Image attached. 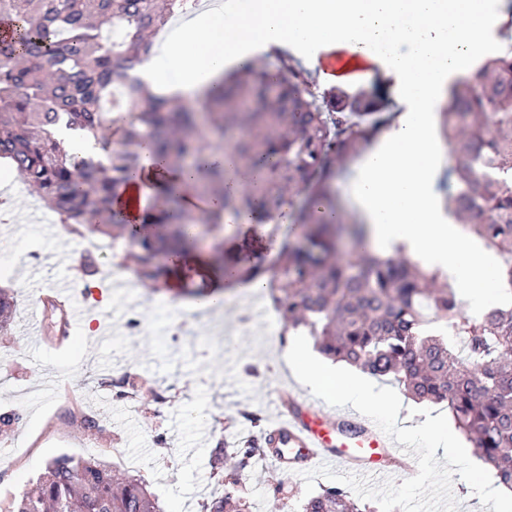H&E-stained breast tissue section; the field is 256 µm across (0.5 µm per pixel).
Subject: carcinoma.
Returning <instances> with one entry per match:
<instances>
[{"label":"carcinoma","mask_w":512,"mask_h":512,"mask_svg":"<svg viewBox=\"0 0 512 512\" xmlns=\"http://www.w3.org/2000/svg\"><path fill=\"white\" fill-rule=\"evenodd\" d=\"M196 0H0L12 30L0 39V159L34 186L61 222L95 231L112 225V241L127 248L137 279L160 287L163 255L198 247L202 229L224 215L271 219L283 206L301 227V243L282 240L267 290L285 327L312 336L318 350L376 377H392L417 400L445 403L475 454L512 486V307L479 320L463 316L456 288L439 272L406 258L365 251L346 259L336 238L346 229L360 242L359 222L336 220L330 186L390 122L376 93L313 90L312 74L280 50L276 63L244 66L199 104L180 105L150 91L132 72L150 53L170 17ZM452 147L448 207L484 244L512 260V55L485 61L470 82L452 89L445 114ZM95 141L106 161L80 154ZM147 149L178 171L195 172L200 194L218 209L186 210L172 184L144 207L168 227L148 236L114 209L116 190L139 169ZM231 153L238 164L265 169L261 183L225 191L224 167L210 161ZM266 273L238 265L234 282ZM12 321L11 297L0 289V331ZM258 451L218 444L210 466L227 492L210 512H246L233 499ZM234 465L226 467L228 460ZM9 512H163L141 479H119L96 458L60 456ZM304 512H372L348 493L327 487Z\"/></svg>","instance_id":"cac0c4a2"}]
</instances>
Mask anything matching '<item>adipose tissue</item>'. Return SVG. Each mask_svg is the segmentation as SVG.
Instances as JSON below:
<instances>
[{"instance_id":"1","label":"adipose tissue","mask_w":512,"mask_h":512,"mask_svg":"<svg viewBox=\"0 0 512 512\" xmlns=\"http://www.w3.org/2000/svg\"><path fill=\"white\" fill-rule=\"evenodd\" d=\"M505 20L490 0H255L244 12L226 0L176 26L136 75L195 107L228 70L285 45L304 49L313 69L334 49L381 66L408 109L364 152L348 184L350 205L367 226L369 251L393 257L404 246L422 265L447 272L475 309L505 266L439 202L446 147L436 109L468 74L470 52Z\"/></svg>"}]
</instances>
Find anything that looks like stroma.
<instances>
[{"label": "stroma", "mask_w": 512, "mask_h": 512, "mask_svg": "<svg viewBox=\"0 0 512 512\" xmlns=\"http://www.w3.org/2000/svg\"><path fill=\"white\" fill-rule=\"evenodd\" d=\"M0 199L14 205L12 223H0V241L17 244L11 275L0 277V288L14 297L11 328L0 337V413L20 416L10 446L0 451L10 458L0 465V512L62 454H90L143 478L164 512H203L205 503L224 493L208 464L217 442L231 448L246 436L263 440L280 390L301 400L312 397L282 361L288 331L271 335L260 319L216 331L213 310L197 301L212 281L189 269L164 288L134 290L105 306L88 303L93 321L108 319V332L89 336L80 326L65 347L55 348L47 342L46 319L32 325L24 316L33 287L58 278L59 249L52 235L32 228L36 196L19 180L0 181ZM220 237L228 263L268 268L279 254L277 238L261 224H229ZM130 309L140 320L137 336L121 328L120 317ZM176 316L190 330L178 347L168 336ZM50 375L63 379L71 398L47 401L42 381ZM84 414L98 420L99 430L75 424ZM240 494L252 512H302L307 500L301 476L266 461L255 463Z\"/></svg>", "instance_id": "1"}]
</instances>
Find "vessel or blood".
Wrapping results in <instances>:
<instances>
[{"label": "vessel or blood", "mask_w": 512, "mask_h": 512, "mask_svg": "<svg viewBox=\"0 0 512 512\" xmlns=\"http://www.w3.org/2000/svg\"><path fill=\"white\" fill-rule=\"evenodd\" d=\"M326 73L361 82L371 74L362 63L350 65L345 53L321 55ZM268 447L277 451L272 461L284 469L309 471L334 464L341 471L363 474L381 473L408 460L401 444L393 442L368 417L358 414L353 420H341L310 402L293 408L278 407L276 417L267 424Z\"/></svg>", "instance_id": "obj_1"}]
</instances>
